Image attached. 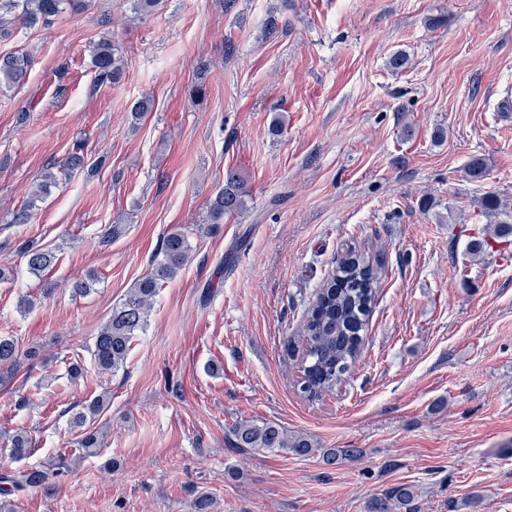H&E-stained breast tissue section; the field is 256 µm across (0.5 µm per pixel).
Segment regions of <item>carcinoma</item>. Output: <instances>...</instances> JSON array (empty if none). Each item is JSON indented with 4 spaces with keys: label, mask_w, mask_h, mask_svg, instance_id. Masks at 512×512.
<instances>
[{
    "label": "carcinoma",
    "mask_w": 512,
    "mask_h": 512,
    "mask_svg": "<svg viewBox=\"0 0 512 512\" xmlns=\"http://www.w3.org/2000/svg\"><path fill=\"white\" fill-rule=\"evenodd\" d=\"M87 7L86 0H0V40L12 36L16 25L25 27L51 25L55 17L63 13L79 14ZM31 66L29 54L0 57V91L8 92L21 85ZM92 66L100 84L117 83L122 78L116 63L112 40L98 41L92 51ZM84 147L78 145L65 158L64 167L71 172L85 168ZM56 184V175L45 172L30 194L25 208L14 214L13 222L28 224L30 210L36 202ZM248 187L236 170L224 176V188L210 205L211 218L220 221L226 216L239 213L245 208ZM192 252L188 235L180 229H172L161 240L157 254L151 261V270L112 307L109 318L100 326L94 337L91 355L98 370L112 373L124 367L131 349V342L145 330L155 297L163 284L172 280L186 266ZM20 253L28 271L38 275L49 268L52 252L34 241L22 245ZM97 276L87 273L70 281L72 294L88 296L94 292ZM376 294V269L362 254L349 252L336 262V269L316 294L315 301L302 325L304 346L301 357L302 392L318 398L336 389L360 354L363 335ZM38 356L33 348H22L12 336H0V383L10 380L26 362ZM106 405L100 395L72 413L70 425L81 431V447L94 456L103 446L100 430L94 427ZM233 435L238 448L260 450L288 449L298 457H308L320 452L327 466L354 462L362 451L358 448H317L306 434H290L273 422H241L234 426ZM9 452L18 461L26 458L31 437L25 430L9 435ZM69 472L63 457L40 466H27L0 470V512H12L10 497L19 492L50 486L51 481ZM417 491L412 485L395 486L371 499L366 512H416Z\"/></svg>",
    "instance_id": "1"
}]
</instances>
